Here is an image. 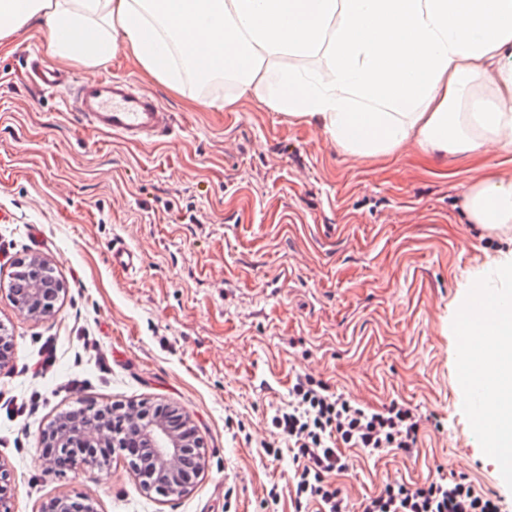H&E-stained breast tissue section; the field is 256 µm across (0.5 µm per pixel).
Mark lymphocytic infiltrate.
Listing matches in <instances>:
<instances>
[{
    "mask_svg": "<svg viewBox=\"0 0 512 512\" xmlns=\"http://www.w3.org/2000/svg\"><path fill=\"white\" fill-rule=\"evenodd\" d=\"M287 409L271 423L288 443L298 467L293 476L296 502H314L318 512H351L332 473L345 469L342 451L372 454L384 449L412 456L419 451L421 416L405 402L379 410L363 407L308 375L297 376ZM361 512H502L495 494L479 492L467 477L430 479L422 484H386L369 497Z\"/></svg>",
    "mask_w": 512,
    "mask_h": 512,
    "instance_id": "obj_1",
    "label": "lymphocytic infiltrate"
}]
</instances>
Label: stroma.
<instances>
[{"mask_svg": "<svg viewBox=\"0 0 512 512\" xmlns=\"http://www.w3.org/2000/svg\"><path fill=\"white\" fill-rule=\"evenodd\" d=\"M35 54L54 64L36 27L0 47V280L38 256L62 292L37 319L0 293L13 343L0 397L48 396L26 418L0 411L11 512L60 496L96 512H316L294 499L291 453H264L281 444L271 418L299 373L422 416L414 457L344 449L347 468L331 479L354 506L388 483L464 475L512 512V474L487 452L467 398L474 384L494 400L505 389L472 378L460 320L472 280L512 252L467 220L471 160L410 149L355 160L255 97L212 107L233 90L225 80L188 77L177 93L121 52L102 67L54 64L64 85L108 73L161 103L169 130L131 142L41 90ZM116 247L138 255L135 270L113 267ZM47 337L54 366L28 371ZM80 396L189 414L203 456L190 489H145L119 451L102 468L46 470L40 433Z\"/></svg>", "mask_w": 512, "mask_h": 512, "instance_id": "obj_1", "label": "stroma"}]
</instances>
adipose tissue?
Wrapping results in <instances>:
<instances>
[{"instance_id":"obj_1","label":"adipose tissue","mask_w":512,"mask_h":512,"mask_svg":"<svg viewBox=\"0 0 512 512\" xmlns=\"http://www.w3.org/2000/svg\"><path fill=\"white\" fill-rule=\"evenodd\" d=\"M31 24L53 57L97 67L121 52L176 92L186 73L225 70L237 92L221 108L256 96L352 158L473 157L467 217L512 235V180L484 162L512 153V0H0V41ZM288 57L322 64L277 67ZM462 325L466 357L496 366L484 311Z\"/></svg>"}]
</instances>
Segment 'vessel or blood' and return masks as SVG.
<instances>
[{"label": "vessel or blood", "mask_w": 512, "mask_h": 512, "mask_svg": "<svg viewBox=\"0 0 512 512\" xmlns=\"http://www.w3.org/2000/svg\"><path fill=\"white\" fill-rule=\"evenodd\" d=\"M66 97L90 128L126 139L142 141L169 126L170 114L156 100L115 77L70 87Z\"/></svg>", "instance_id": "b4317fda"}]
</instances>
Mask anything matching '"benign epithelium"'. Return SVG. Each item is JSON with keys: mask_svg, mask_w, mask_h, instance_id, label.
I'll return each instance as SVG.
<instances>
[{"mask_svg": "<svg viewBox=\"0 0 512 512\" xmlns=\"http://www.w3.org/2000/svg\"><path fill=\"white\" fill-rule=\"evenodd\" d=\"M29 264L26 285L20 290L8 288V296L19 312L44 317L53 312L57 297L47 278L54 268L49 261L37 257ZM77 404L86 407L81 415L59 420L41 433L46 467L73 457L83 464L99 467L105 449L130 448L145 470L160 477L158 481L144 480V487L167 494L183 493L190 473L202 467L194 453V449L201 448V440L189 416L173 419L164 408L152 410L136 405L87 406L81 398ZM48 512H94V509L64 497L51 500Z\"/></svg>", "mask_w": 512, "mask_h": 512, "instance_id": "benign-epithelium-1", "label": "benign epithelium"}]
</instances>
